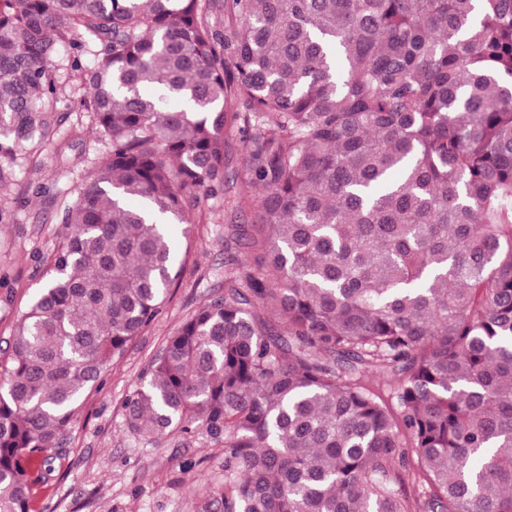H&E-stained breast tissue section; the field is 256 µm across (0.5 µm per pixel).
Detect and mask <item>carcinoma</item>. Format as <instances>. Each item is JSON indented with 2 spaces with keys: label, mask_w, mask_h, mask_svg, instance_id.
I'll return each instance as SVG.
<instances>
[{
  "label": "carcinoma",
  "mask_w": 512,
  "mask_h": 512,
  "mask_svg": "<svg viewBox=\"0 0 512 512\" xmlns=\"http://www.w3.org/2000/svg\"><path fill=\"white\" fill-rule=\"evenodd\" d=\"M64 51L106 151L0 348V512L163 314L147 217L224 192L230 118L246 259L129 431L224 449V512H512V0H0L1 161L49 134Z\"/></svg>",
  "instance_id": "1"
}]
</instances>
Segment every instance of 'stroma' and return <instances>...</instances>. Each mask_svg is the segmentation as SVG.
<instances>
[{
    "label": "stroma",
    "mask_w": 512,
    "mask_h": 512,
    "mask_svg": "<svg viewBox=\"0 0 512 512\" xmlns=\"http://www.w3.org/2000/svg\"><path fill=\"white\" fill-rule=\"evenodd\" d=\"M71 57L57 73L58 126L9 161L0 186V338L8 336L43 284L45 260L61 241L64 204L73 198L105 146L88 113ZM224 197L202 198L188 224L168 225L186 262L162 316L135 339L101 388L79 400L72 427L51 452L50 473L34 494L36 512H214L224 493V452L205 439L171 435L146 442L126 426L124 403L148 363L199 307L224 289V231L247 224L249 211L225 209L246 178V152L236 127L224 134ZM193 469H186V462Z\"/></svg>",
    "instance_id": "obj_1"
}]
</instances>
